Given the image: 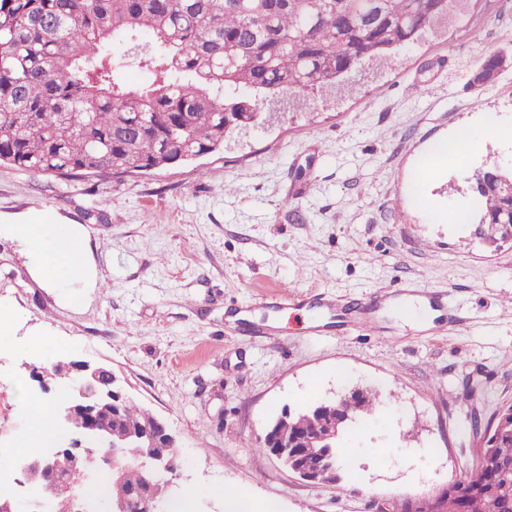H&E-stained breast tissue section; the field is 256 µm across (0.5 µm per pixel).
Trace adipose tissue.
<instances>
[{
	"label": "adipose tissue",
	"instance_id": "ef3b65f1",
	"mask_svg": "<svg viewBox=\"0 0 512 512\" xmlns=\"http://www.w3.org/2000/svg\"><path fill=\"white\" fill-rule=\"evenodd\" d=\"M40 210L31 217L0 225V234L26 243L37 279L51 286L64 280L91 282L87 261V243L76 225L61 224L55 219L41 221Z\"/></svg>",
	"mask_w": 512,
	"mask_h": 512
}]
</instances>
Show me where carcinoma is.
<instances>
[{
    "instance_id": "cac0c4a2",
    "label": "carcinoma",
    "mask_w": 512,
    "mask_h": 512,
    "mask_svg": "<svg viewBox=\"0 0 512 512\" xmlns=\"http://www.w3.org/2000/svg\"><path fill=\"white\" fill-rule=\"evenodd\" d=\"M463 9L455 0H0V163L33 175L138 174L213 153L248 134L283 98L346 89L366 62L389 65ZM154 40L134 61L149 84L126 85L112 55ZM495 239L512 198L474 192ZM123 428L153 425L122 403ZM319 424L314 412L289 430ZM479 489L450 492L441 512H512V430L477 448Z\"/></svg>"
}]
</instances>
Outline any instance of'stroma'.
I'll return each mask as SVG.
<instances>
[{
	"label": "stroma",
	"instance_id": "35a3bbf8",
	"mask_svg": "<svg viewBox=\"0 0 512 512\" xmlns=\"http://www.w3.org/2000/svg\"><path fill=\"white\" fill-rule=\"evenodd\" d=\"M493 54L504 65L477 81ZM348 81L355 95L312 96L306 119L282 106L243 142L148 174L68 182L0 166V220L47 207L81 225L97 279L44 286L27 245L0 237V492L17 512L37 499L20 469L26 401L57 405L61 361L110 367L168 424L179 467L165 501L183 512H227L229 485L278 512H378L475 469L472 414L487 422L512 404V244L432 220L416 167L433 143L476 130L436 190L467 207L468 177L512 161V142L485 127L512 125V0H471L441 35ZM412 278L442 293L432 326L379 304L377 331H346L317 307L261 304L273 290L363 301ZM357 384L380 407L340 440V483H309L259 451L281 412Z\"/></svg>",
	"mask_w": 512,
	"mask_h": 512
}]
</instances>
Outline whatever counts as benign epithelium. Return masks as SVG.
I'll list each match as a JSON object with an SVG mask.
<instances>
[{"instance_id":"1","label":"benign epithelium","mask_w":512,"mask_h":512,"mask_svg":"<svg viewBox=\"0 0 512 512\" xmlns=\"http://www.w3.org/2000/svg\"><path fill=\"white\" fill-rule=\"evenodd\" d=\"M503 169L498 163L480 168L474 173L472 183L491 184L512 196V181L501 176ZM69 369L77 371L79 378L72 384L68 400L57 407L56 414L61 427L71 432L67 447L71 449L73 470L91 480L107 475L112 493L101 505L95 500L93 489L60 476L55 468V458L62 450L60 446L24 459L21 471L25 479L41 487L50 499L67 497L72 512H100L102 506L105 512H158L165 491L162 475L175 471L162 449L176 448L175 437L159 418L151 428L113 434L112 428L100 421L104 412L125 399L116 389L112 369L83 363H74ZM364 391L365 388L356 385L318 402V409L325 416L324 429L310 435L307 448H294L279 435L281 422L294 415L290 410L283 411L268 425L260 442L270 448V453L288 470L306 481L322 484L326 472L336 476L342 468L336 444L346 426L359 417ZM130 466L142 471L143 481L139 489L124 492L121 490L122 473ZM438 504L437 495L410 498L401 505L387 503L381 512H437Z\"/></svg>"}]
</instances>
